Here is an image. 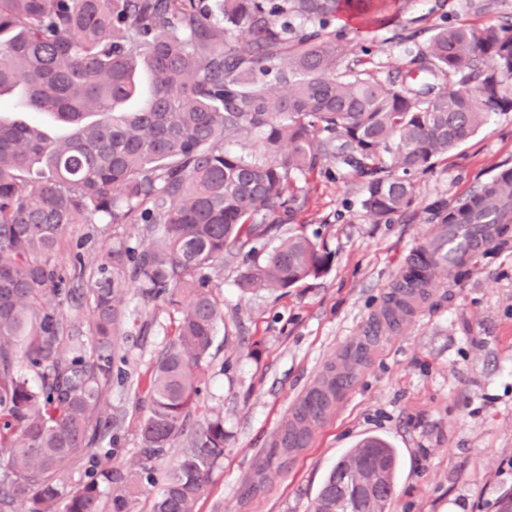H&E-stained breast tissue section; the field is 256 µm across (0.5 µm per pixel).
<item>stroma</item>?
<instances>
[{"mask_svg": "<svg viewBox=\"0 0 512 512\" xmlns=\"http://www.w3.org/2000/svg\"><path fill=\"white\" fill-rule=\"evenodd\" d=\"M400 3L392 24L351 28L347 61L393 75L437 25L512 26V0ZM21 101L16 93L1 97L0 121L69 136L54 114L27 111ZM504 171H512V108L491 113L474 136L416 173L415 205L387 222L365 209L362 180L353 172L318 169L298 177L294 215L269 237L275 243L306 233L329 256L321 277L283 291L243 293L236 286L240 260L208 269L223 319L204 364V408L190 427L221 415L227 441L199 512H311L337 460L368 436L385 440L397 455L386 512H499L512 493V223L462 266L437 275L433 288L402 311V329L383 328L367 343L361 335L384 317L392 283L413 250L431 242L432 228ZM141 233L138 224L115 227L85 215L68 226L54 261L66 269L82 261L90 274L102 245L134 244ZM176 319L131 286L120 341L128 378L103 388L100 414L114 424L119 460L132 474L140 470L150 373ZM361 342L367 355L356 363L351 347ZM347 364L355 383L313 425L309 445L288 467L270 470L263 488L249 491L261 449L296 398L330 366Z\"/></svg>", "mask_w": 512, "mask_h": 512, "instance_id": "obj_1", "label": "stroma"}]
</instances>
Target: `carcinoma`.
Returning a JSON list of instances; mask_svg holds the SVG:
<instances>
[{
  "label": "carcinoma",
  "mask_w": 512,
  "mask_h": 512,
  "mask_svg": "<svg viewBox=\"0 0 512 512\" xmlns=\"http://www.w3.org/2000/svg\"><path fill=\"white\" fill-rule=\"evenodd\" d=\"M387 0H0V96L71 128L62 141L0 122V509L137 512L152 462L187 430L222 310L203 271L249 257L292 216L300 175L334 163L365 179L364 206L389 220L415 203L412 172L468 140L489 113L512 105V28L438 26L406 71L385 78L346 62L340 14L377 16ZM431 80L413 87L415 65ZM151 79L142 97L141 75ZM465 74L440 87V74ZM96 120L86 122L88 115ZM261 143L259 154L246 142ZM37 168L35 180L26 173ZM512 205L503 174L445 224H487ZM85 213L143 224L151 244L101 247L87 291L94 354L67 328L64 301L84 274L50 258ZM328 256L305 235L283 239L237 278L243 292L284 290L321 276ZM178 314L155 363L140 424L143 465L132 479L112 448L74 477L109 427L95 417L102 387L126 378L116 347L131 283ZM23 359L34 388L18 375ZM264 449L250 489L288 465V432ZM224 456V421L194 433L152 512H196ZM396 454L380 438L350 449L312 512H385ZM371 492L356 498L361 483Z\"/></svg>",
  "instance_id": "cac0c4a2"
}]
</instances>
